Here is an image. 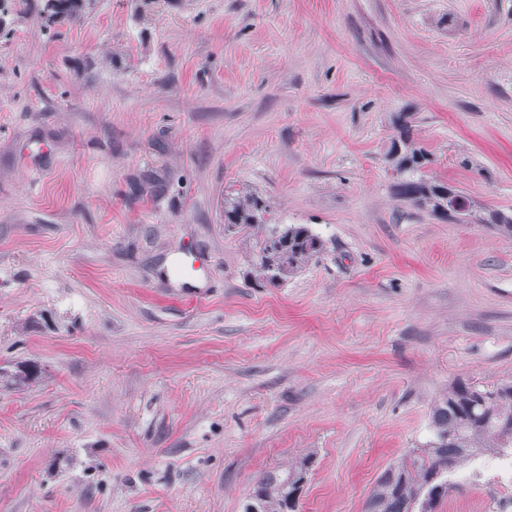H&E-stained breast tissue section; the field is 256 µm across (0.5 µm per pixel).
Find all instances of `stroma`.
Here are the masks:
<instances>
[{
	"label": "stroma",
	"mask_w": 512,
	"mask_h": 512,
	"mask_svg": "<svg viewBox=\"0 0 512 512\" xmlns=\"http://www.w3.org/2000/svg\"><path fill=\"white\" fill-rule=\"evenodd\" d=\"M0 38V512H243L313 453L301 512H363L449 384L512 380V0H93ZM229 185L321 258L256 282ZM389 154L394 187L400 197L452 223H459L458 218L466 219L465 213L468 211L474 223L490 224L499 234L512 237V213L490 210L448 181L426 174L425 170L433 160L426 150L417 147L408 123L399 126L398 136L393 139ZM448 193H454L449 196V203ZM456 193L462 194L465 202ZM448 210L458 218L449 216ZM221 204L224 212V230L229 232L251 235L267 224H279L275 207L249 186L228 187L224 190ZM39 366L35 362H20L14 365V369L5 370L0 368L1 378H6V382L13 389L29 388L39 379Z\"/></svg>",
	"instance_id": "obj_1"
}]
</instances>
